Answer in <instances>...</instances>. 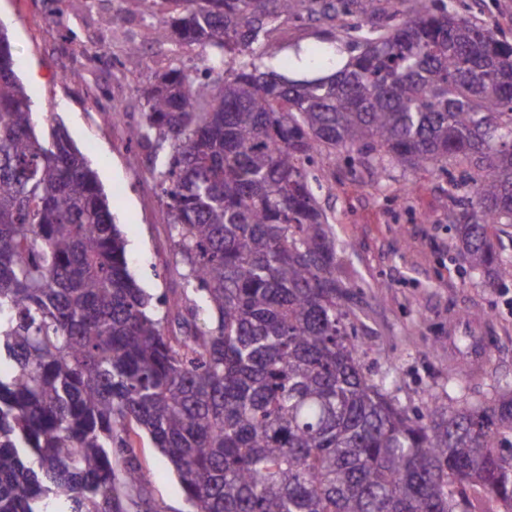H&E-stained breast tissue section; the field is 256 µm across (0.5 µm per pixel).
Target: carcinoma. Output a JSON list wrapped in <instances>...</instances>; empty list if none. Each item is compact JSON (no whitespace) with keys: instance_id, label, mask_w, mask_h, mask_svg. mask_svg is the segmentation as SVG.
<instances>
[{"instance_id":"obj_1","label":"carcinoma","mask_w":512,"mask_h":512,"mask_svg":"<svg viewBox=\"0 0 512 512\" xmlns=\"http://www.w3.org/2000/svg\"><path fill=\"white\" fill-rule=\"evenodd\" d=\"M200 48L142 88L129 141L166 199L192 294L155 298L83 152L44 136L0 28V512H124L131 434L189 512H512V392L410 413L362 364L336 239L313 192L328 148L382 171L463 168L454 224L474 274L512 276V42L444 0H148ZM334 24L354 55L289 79L256 63L275 21ZM211 312L207 329L199 311ZM465 494L470 501L472 512L503 511L501 503L486 494L479 486L465 487Z\"/></svg>"}]
</instances>
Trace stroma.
Returning a JSON list of instances; mask_svg holds the SVG:
<instances>
[{
    "label": "stroma",
    "instance_id": "1",
    "mask_svg": "<svg viewBox=\"0 0 512 512\" xmlns=\"http://www.w3.org/2000/svg\"><path fill=\"white\" fill-rule=\"evenodd\" d=\"M0 22L35 112L61 122L96 171L127 241L132 274L154 296L180 291L181 279L166 266L173 257L170 217L127 140L147 111L143 83L173 66L197 64L198 48L158 38L141 0H0ZM133 46L142 49L139 72L123 65ZM350 56L326 21L284 17L257 62L302 78ZM313 172L366 369L393 379L394 395L414 410L457 379L474 403L491 388L512 389V278L488 282L471 274L459 254L450 227L461 206L448 189L461 181V169L374 174L322 150ZM473 311L485 312L491 326V357L478 379L459 376L458 356L448 351L449 320ZM136 455L149 483L143 502L126 501L125 512H188L173 468L148 438L137 439Z\"/></svg>",
    "mask_w": 512,
    "mask_h": 512
}]
</instances>
